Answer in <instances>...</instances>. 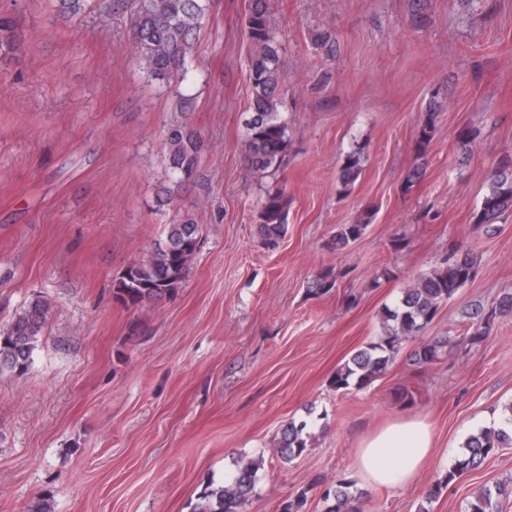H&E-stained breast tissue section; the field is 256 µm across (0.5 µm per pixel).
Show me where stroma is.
Segmentation results:
<instances>
[{
  "mask_svg": "<svg viewBox=\"0 0 512 512\" xmlns=\"http://www.w3.org/2000/svg\"><path fill=\"white\" fill-rule=\"evenodd\" d=\"M247 0H212L188 79L173 93L145 79L129 46V11L111 0L71 20L50 0H0L24 43L0 56V327L34 298L53 305L27 373L0 375V512H193L198 494L238 458L260 460L241 512H280L298 492L323 512L312 481L352 480L368 512H464L481 488L512 479V448L431 486L469 435L512 404V213L473 224L485 171L512 156V0H270L281 44L279 110L287 167L257 178L243 161L250 96ZM337 37L325 61L310 36ZM443 107L424 179L416 131L431 92ZM187 95L189 123L209 145L178 199L199 225L188 277L170 298L126 306L113 280L145 259L173 216L164 125ZM476 134L469 155L461 129ZM363 152L347 195L344 155ZM290 199L285 237L262 244L255 209L266 187ZM377 216L347 248L330 241L365 204ZM468 252L474 277L423 331L447 355L412 364L409 338L386 374L347 394L337 368L382 333L381 312L420 273ZM332 270L335 288L309 291ZM490 317L479 344L475 311ZM409 391L411 403L399 401ZM424 419L435 456L403 487L367 485L362 441L400 415ZM319 421L302 456L275 442L289 420Z\"/></svg>",
  "mask_w": 512,
  "mask_h": 512,
  "instance_id": "35a3bbf8",
  "label": "stroma"
}]
</instances>
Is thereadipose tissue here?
<instances>
[{
  "label": "adipose tissue",
  "mask_w": 512,
  "mask_h": 512,
  "mask_svg": "<svg viewBox=\"0 0 512 512\" xmlns=\"http://www.w3.org/2000/svg\"><path fill=\"white\" fill-rule=\"evenodd\" d=\"M433 442L432 430L423 420L399 416L362 443L356 464L368 485H408L429 460Z\"/></svg>",
  "instance_id": "1"
}]
</instances>
